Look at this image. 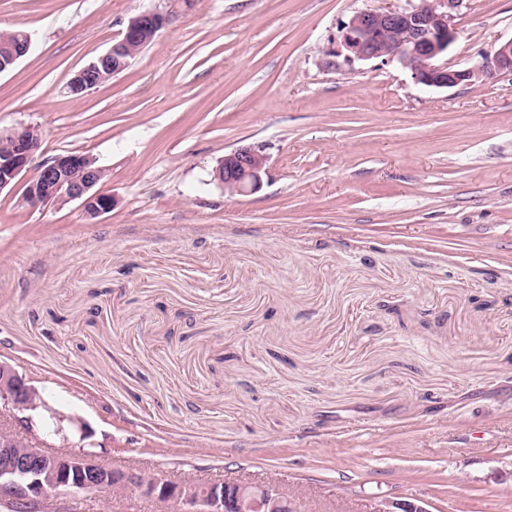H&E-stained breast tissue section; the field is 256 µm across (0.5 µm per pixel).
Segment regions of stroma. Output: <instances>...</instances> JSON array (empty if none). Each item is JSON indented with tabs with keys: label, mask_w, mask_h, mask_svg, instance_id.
Segmentation results:
<instances>
[{
	"label": "stroma",
	"mask_w": 512,
	"mask_h": 512,
	"mask_svg": "<svg viewBox=\"0 0 512 512\" xmlns=\"http://www.w3.org/2000/svg\"><path fill=\"white\" fill-rule=\"evenodd\" d=\"M415 0H0L30 52L0 132L106 176L111 212L0 191V362L93 430L101 460L278 478L310 512H512V76L448 89L333 56L356 12ZM169 23L83 98L128 19ZM444 57L512 38L465 0ZM267 157L260 188L214 178ZM77 512H176L130 491ZM266 157L250 147L224 155L215 169V178L230 193L246 194L259 189ZM427 501L419 498L385 499L375 508L374 512H432Z\"/></svg>",
	"instance_id": "1"
}]
</instances>
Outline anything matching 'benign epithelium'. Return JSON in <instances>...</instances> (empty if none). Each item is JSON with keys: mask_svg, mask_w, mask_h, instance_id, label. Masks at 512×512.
Returning a JSON list of instances; mask_svg holds the SVG:
<instances>
[{"mask_svg": "<svg viewBox=\"0 0 512 512\" xmlns=\"http://www.w3.org/2000/svg\"><path fill=\"white\" fill-rule=\"evenodd\" d=\"M464 0H418L405 10L391 8L363 10L341 29L340 46L344 60L398 61L411 72L417 84L435 88L474 85L502 75H512V39L491 48L475 68L452 69L440 59L457 39L455 12ZM169 16L146 10L131 17L120 37L96 59L74 73L66 83L67 93L84 97L96 90L138 57L155 39ZM31 47L23 33L10 51L0 55V74L11 70ZM8 149L0 153V191L23 183L21 203L30 209L47 205L80 202L85 213L97 218L114 207L111 195L96 189L104 171L84 154L68 153L44 162L37 175L24 178L38 136L34 130L2 134L0 143ZM266 157L250 148H238L224 156L215 169V178L224 189L246 194L259 189ZM36 389L25 375L0 363V399L22 412H0V503L9 512H39L49 496L57 491H81L120 499L136 489L141 496L159 502H174L179 512H302V501L273 479L248 483L214 480L199 483L190 478L171 479L140 468L111 467L93 451L69 452L51 447L34 438L13 447L11 427L18 423L27 433L37 432L44 413L61 421L46 403L32 402L27 396ZM374 512H431L419 498L385 499Z\"/></svg>", "mask_w": 512, "mask_h": 512, "instance_id": "benign-epithelium-1", "label": "benign epithelium"}]
</instances>
